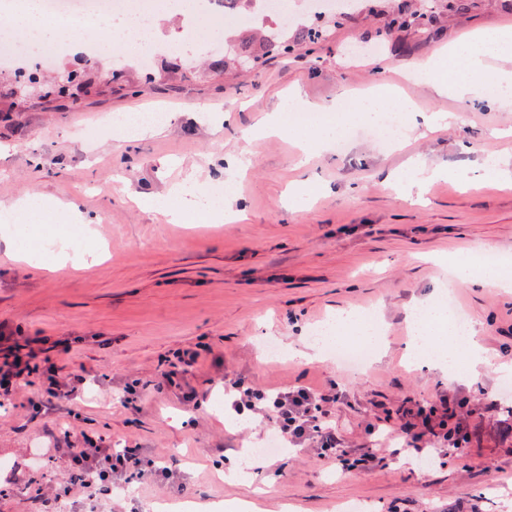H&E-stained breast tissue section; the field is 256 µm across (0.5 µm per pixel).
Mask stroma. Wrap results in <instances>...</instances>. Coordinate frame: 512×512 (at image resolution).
I'll list each match as a JSON object with an SVG mask.
<instances>
[{
	"instance_id": "35a3bbf8",
	"label": "stroma",
	"mask_w": 512,
	"mask_h": 512,
	"mask_svg": "<svg viewBox=\"0 0 512 512\" xmlns=\"http://www.w3.org/2000/svg\"><path fill=\"white\" fill-rule=\"evenodd\" d=\"M361 0L338 17L321 42L250 71L209 74L223 55L217 34L200 38L182 61L156 58L146 68L135 52L110 51L111 27L93 23L85 49L44 64L40 86L52 88L83 69L92 91L23 96L16 72L0 67V203L29 199L21 229L0 239V324L21 336L65 340L61 381L86 383L63 405L47 403L32 375L0 397V512H35L32 493L62 474L65 449L102 441L137 448L176 472L175 483L133 477L128 490L90 503L73 490L64 512H153L192 503L224 512L252 500L258 512H337L350 502L371 512H512V290L449 284L448 265L474 252L512 258V186L490 180L459 188L454 173L478 176L487 156L512 163V96L497 108L462 104L409 75L425 57L462 37L512 26V0H458L421 31L390 30L404 2ZM119 80H112V73ZM386 80L417 111L464 113L404 148L361 134L346 152L328 148L300 165V139L313 124L347 128L340 112L284 111L292 91L316 104L358 99ZM163 112L164 131L133 137L112 127L118 113ZM279 116L288 133L252 141L241 128ZM448 170L421 204L401 199L392 175L412 161ZM234 180L245 201L233 224H171L138 206V195L184 185L203 189ZM94 219L79 232L71 212ZM103 257L89 270L49 272L52 245ZM449 291L456 309L478 324L485 354L464 377L406 363L407 313ZM340 309L380 314L389 348L361 368L333 359H269L264 348L310 340L313 328ZM201 349L196 369L176 387L158 388L179 349ZM239 375L268 389L335 386L332 417L348 454L370 453L371 468L344 471L292 448L258 459L253 480L228 483L224 468L268 432L224 421V378ZM145 391L126 404L133 382ZM452 395L469 400L467 426L479 435L460 451L441 449L421 467L395 433L415 403Z\"/></svg>"
}]
</instances>
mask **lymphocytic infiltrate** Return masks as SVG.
Returning a JSON list of instances; mask_svg holds the SVG:
<instances>
[{
	"label": "lymphocytic infiltrate",
	"mask_w": 512,
	"mask_h": 512,
	"mask_svg": "<svg viewBox=\"0 0 512 512\" xmlns=\"http://www.w3.org/2000/svg\"><path fill=\"white\" fill-rule=\"evenodd\" d=\"M36 373L45 377V390L50 398L63 401L72 395V387L57 378L52 348L34 347L32 339H18L0 328V396L9 395ZM230 388L231 406L236 414L269 425L280 439L296 447L313 449L317 457H337L340 442L331 423L339 399L335 389L316 391L295 386L271 391L251 386L241 378L231 381ZM465 406V400L446 396L418 405L415 422L402 428L401 440L408 453H421L426 443L458 447L460 440L468 436L461 421ZM134 473L164 480L173 476L170 468L144 459L136 448L113 449L99 444L70 453L67 485L49 492L37 491L39 512H57L62 497L70 493L72 486L93 491L101 482L119 481Z\"/></svg>",
	"instance_id": "1"
}]
</instances>
